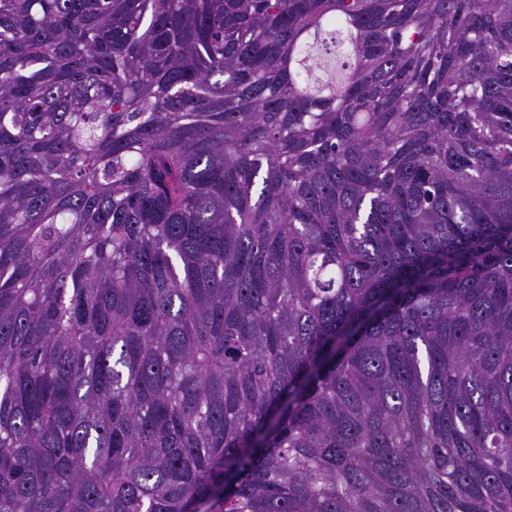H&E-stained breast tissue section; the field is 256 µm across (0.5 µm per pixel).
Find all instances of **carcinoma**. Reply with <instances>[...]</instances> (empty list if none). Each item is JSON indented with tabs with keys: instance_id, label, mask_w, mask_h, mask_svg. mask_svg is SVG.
<instances>
[{
	"instance_id": "carcinoma-1",
	"label": "carcinoma",
	"mask_w": 512,
	"mask_h": 512,
	"mask_svg": "<svg viewBox=\"0 0 512 512\" xmlns=\"http://www.w3.org/2000/svg\"><path fill=\"white\" fill-rule=\"evenodd\" d=\"M0 512H512V0H0Z\"/></svg>"
}]
</instances>
